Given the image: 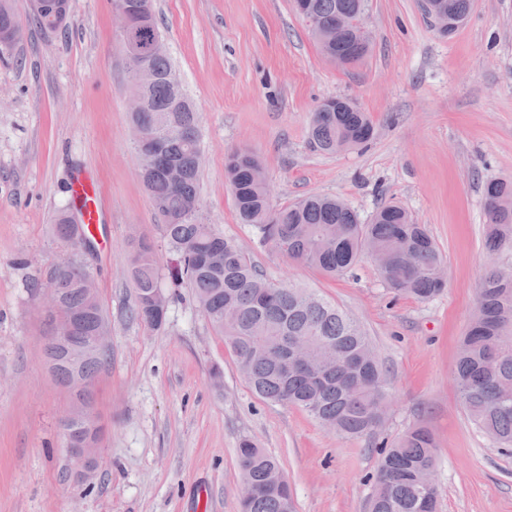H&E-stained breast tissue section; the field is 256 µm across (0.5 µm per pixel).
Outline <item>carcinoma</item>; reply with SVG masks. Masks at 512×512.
Wrapping results in <instances>:
<instances>
[{
    "mask_svg": "<svg viewBox=\"0 0 512 512\" xmlns=\"http://www.w3.org/2000/svg\"><path fill=\"white\" fill-rule=\"evenodd\" d=\"M323 25L352 17L367 8V0H305ZM448 24L458 29L470 16L474 0H428ZM158 32L153 0H128ZM44 30L67 26L34 11ZM325 57L341 50L360 61L369 51L370 37L357 30L346 33L341 47L318 44ZM140 64L152 75L146 86L147 107L131 115L133 125L153 134L160 154L182 171L169 180L160 164L150 165L144 187L163 220V232L179 259V271L193 288L194 298L212 326L234 352L249 387L262 399L300 407L339 435L371 438L385 420L387 380L372 344L360 323L347 312L304 289L275 286L266 281L251 259L233 242L217 234L200 212L198 182L201 152L199 116L190 99L175 97L169 82L174 66L167 53L147 54ZM373 135L367 113L349 100L332 112L312 113L310 140L323 153L359 148ZM260 160L241 149L228 152L225 179L240 223L253 226L262 239L288 260L316 267L333 276L353 275L357 263L378 252L387 257L378 271L397 295L428 300L445 283L438 270L443 257L425 225L416 224L399 205L380 206L367 223L342 200L313 194L274 207L267 181L254 172ZM487 248L512 250V180L493 179L484 186ZM74 210L61 211L55 235L71 247L66 225ZM129 269L136 296L131 317L151 327L163 321L153 314L151 298L159 289L154 245L132 240ZM83 268L74 263L52 274L46 287L59 291L62 303L85 313L88 332L107 320L83 288ZM456 382L463 408L473 425L494 443L512 446V271L491 268L479 288L476 306L461 339ZM45 353L58 381L67 380L72 366L53 342ZM109 355L90 356L84 374L95 377ZM381 462L373 477L372 512H435L438 490L419 483L418 473L436 463V445L424 426L408 429L396 442L380 446ZM242 481L256 486L241 512H293L291 493L275 486L271 474L278 462L254 440L238 445Z\"/></svg>",
    "mask_w": 512,
    "mask_h": 512,
    "instance_id": "obj_1",
    "label": "carcinoma"
}]
</instances>
